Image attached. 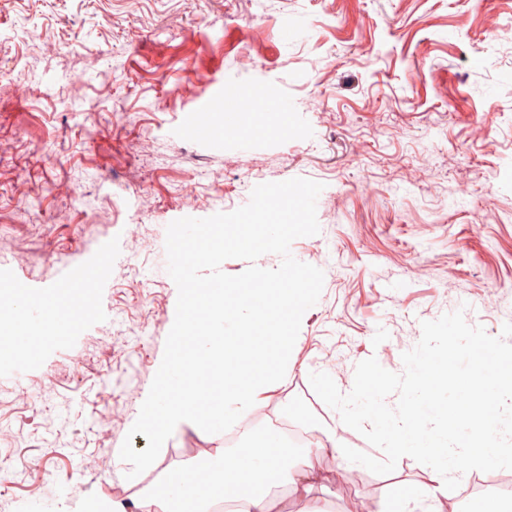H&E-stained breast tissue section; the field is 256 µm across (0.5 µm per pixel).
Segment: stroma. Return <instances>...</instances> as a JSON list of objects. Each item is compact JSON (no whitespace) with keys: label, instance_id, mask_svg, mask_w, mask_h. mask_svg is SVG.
<instances>
[{"label":"stroma","instance_id":"35a3bbf8","mask_svg":"<svg viewBox=\"0 0 512 512\" xmlns=\"http://www.w3.org/2000/svg\"><path fill=\"white\" fill-rule=\"evenodd\" d=\"M512 0H0V278L34 299H72L82 270L97 286L70 330L23 357L0 346V462L35 460L0 494V512H126L164 474L201 479L215 448L240 455L252 433L283 425L384 459L313 391L329 374L349 393L357 364L404 371L421 324L463 310L494 337L512 322ZM38 26L46 54L24 38ZM249 56L253 65L239 67ZM206 74L191 95L181 86ZM83 95L71 100V76ZM264 87L287 111L243 120L241 88ZM223 181H215V172ZM34 187L15 191L17 178ZM307 178L324 186L317 235L293 241L320 268L288 375L270 384L249 426L208 440L173 433L155 469L118 460L164 354L177 288L166 228L231 212L256 185ZM151 194L153 208L142 205ZM70 215L58 222V212ZM343 471L306 499L272 487L271 512H484L512 498L469 471L430 498L429 466L399 459Z\"/></svg>","mask_w":512,"mask_h":512}]
</instances>
